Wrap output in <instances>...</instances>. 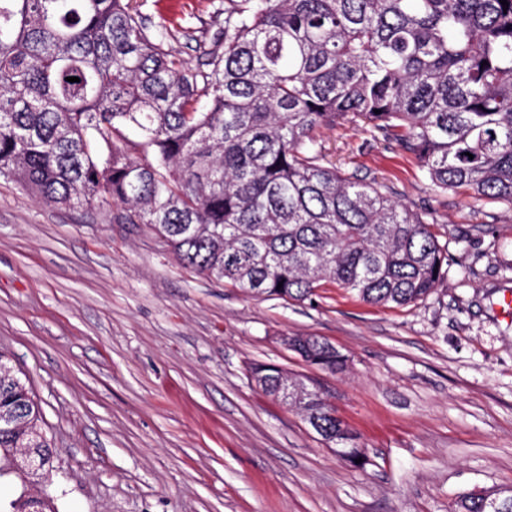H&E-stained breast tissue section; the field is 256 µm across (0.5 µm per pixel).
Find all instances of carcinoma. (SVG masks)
I'll list each match as a JSON object with an SVG mask.
<instances>
[{
	"label": "carcinoma",
	"instance_id": "carcinoma-1",
	"mask_svg": "<svg viewBox=\"0 0 512 512\" xmlns=\"http://www.w3.org/2000/svg\"><path fill=\"white\" fill-rule=\"evenodd\" d=\"M507 2L224 0V40L192 70L133 0H0V174L50 205L120 204L184 266L253 297L312 302L335 286L414 304L447 262L431 222L326 162L317 132L360 121L434 190L512 209ZM292 349L344 366L316 337ZM249 372L336 430L315 387ZM0 413V477L17 475L19 448L46 449L53 468L39 405L1 354Z\"/></svg>",
	"mask_w": 512,
	"mask_h": 512
}]
</instances>
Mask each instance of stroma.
Here are the masks:
<instances>
[{
    "instance_id": "stroma-1",
    "label": "stroma",
    "mask_w": 512,
    "mask_h": 512,
    "mask_svg": "<svg viewBox=\"0 0 512 512\" xmlns=\"http://www.w3.org/2000/svg\"><path fill=\"white\" fill-rule=\"evenodd\" d=\"M191 68L224 0H136ZM328 161L434 219L448 254L423 301L248 296L182 266L110 204L60 208L0 177V350L29 383L59 512H454L512 488V209L438 193L417 159L357 124L320 131ZM327 340L342 370L284 337ZM271 364L320 389L363 452L339 457L250 379Z\"/></svg>"
}]
</instances>
